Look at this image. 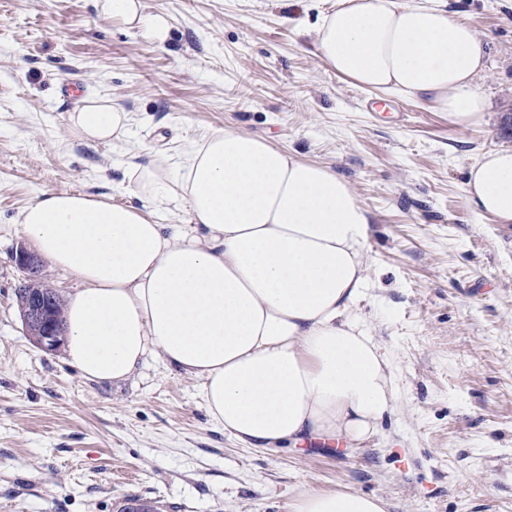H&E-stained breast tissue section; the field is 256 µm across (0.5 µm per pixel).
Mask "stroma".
Listing matches in <instances>:
<instances>
[{
	"mask_svg": "<svg viewBox=\"0 0 512 512\" xmlns=\"http://www.w3.org/2000/svg\"><path fill=\"white\" fill-rule=\"evenodd\" d=\"M446 2L488 42L485 119L468 128L329 69L314 29L334 0H142L169 24L163 44L95 0H0V512H289L307 490L374 494L386 512H512V224L477 216L464 190L480 155L512 147V0ZM64 80L82 97H62ZM86 97L128 112L127 136L78 137ZM224 128L336 171L370 217L359 315L396 406L357 447L246 448L160 359L96 384L24 332L20 211L65 190L189 223L126 171L163 156L169 184Z\"/></svg>",
	"mask_w": 512,
	"mask_h": 512,
	"instance_id": "obj_1",
	"label": "stroma"
}]
</instances>
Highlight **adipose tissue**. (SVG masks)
I'll return each instance as SVG.
<instances>
[{
	"label": "adipose tissue",
	"mask_w": 512,
	"mask_h": 512,
	"mask_svg": "<svg viewBox=\"0 0 512 512\" xmlns=\"http://www.w3.org/2000/svg\"><path fill=\"white\" fill-rule=\"evenodd\" d=\"M102 14L168 37L142 0H98ZM319 55L359 86L423 99L466 128L484 118L475 79L486 42L444 0H336L316 28ZM81 138L126 136L105 98L71 113ZM473 208L512 224V148L485 152L465 183ZM172 200L192 225L69 191L19 222L38 254L76 277L64 307L68 363L91 382L130 378L147 357L191 375L210 418L248 448L374 437L396 401L388 357L356 310L366 297L365 209L332 169L260 136L217 130L196 144ZM290 512H385L376 496L307 491Z\"/></svg>",
	"instance_id": "obj_1"
}]
</instances>
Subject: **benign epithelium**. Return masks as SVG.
Returning <instances> with one entry per match:
<instances>
[{"instance_id": "1", "label": "benign epithelium", "mask_w": 512, "mask_h": 512, "mask_svg": "<svg viewBox=\"0 0 512 512\" xmlns=\"http://www.w3.org/2000/svg\"><path fill=\"white\" fill-rule=\"evenodd\" d=\"M12 258L24 274L20 289L26 299V304L21 307L25 334L38 348L55 351L61 347L63 337L59 336L54 326L52 310L46 302L45 292L38 287L43 261L23 246L12 253Z\"/></svg>"}]
</instances>
